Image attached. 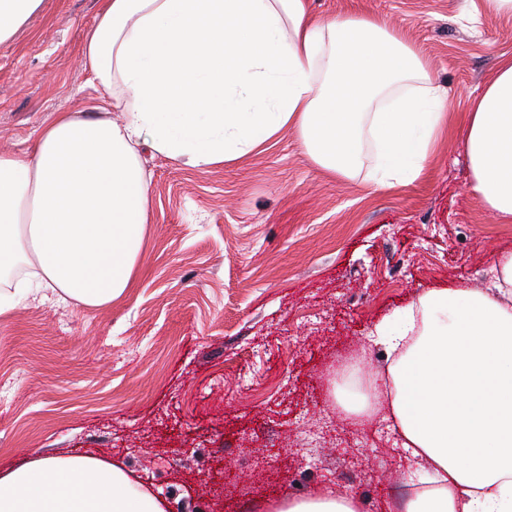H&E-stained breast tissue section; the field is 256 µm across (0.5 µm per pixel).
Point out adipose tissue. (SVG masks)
Masks as SVG:
<instances>
[{
  "label": "adipose tissue",
  "mask_w": 512,
  "mask_h": 512,
  "mask_svg": "<svg viewBox=\"0 0 512 512\" xmlns=\"http://www.w3.org/2000/svg\"><path fill=\"white\" fill-rule=\"evenodd\" d=\"M82 56L108 109L52 113L33 150L0 153V315L31 292L102 307L136 271L151 218L136 148L210 168L294 131L323 170L353 176L364 134L376 188L413 182L448 124L426 59L376 16L322 18L309 0H105ZM472 181L512 223V55L470 99ZM25 261L30 272L12 271ZM384 385L336 392L355 422L385 409L429 487L405 512H512V249L486 287L425 289L371 333ZM265 512H363L331 488L266 501ZM0 512H170L105 458H33L0 470Z\"/></svg>",
  "instance_id": "obj_1"
}]
</instances>
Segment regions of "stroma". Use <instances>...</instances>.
I'll return each mask as SVG.
<instances>
[{
  "label": "stroma",
  "instance_id": "stroma-1",
  "mask_svg": "<svg viewBox=\"0 0 512 512\" xmlns=\"http://www.w3.org/2000/svg\"><path fill=\"white\" fill-rule=\"evenodd\" d=\"M482 0H310L314 15L381 17L426 57L448 127L422 175L378 189L364 137L350 178L283 131L221 167L141 146L152 222L112 304L27 301L0 315V468L100 454L172 512H264L329 485L396 512L414 467L385 421L356 426L332 394L336 355L385 372L375 323L426 288L484 287L512 224L472 193L470 97L512 54V15ZM102 0H44L0 45V152L31 149L51 114L99 105L81 53ZM479 15L477 27L467 18Z\"/></svg>",
  "mask_w": 512,
  "mask_h": 512
}]
</instances>
